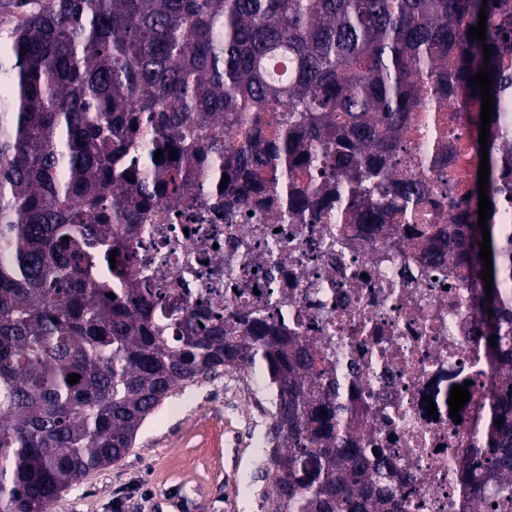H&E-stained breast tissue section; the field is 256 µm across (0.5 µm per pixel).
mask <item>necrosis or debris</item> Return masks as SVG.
Wrapping results in <instances>:
<instances>
[{
	"mask_svg": "<svg viewBox=\"0 0 512 512\" xmlns=\"http://www.w3.org/2000/svg\"><path fill=\"white\" fill-rule=\"evenodd\" d=\"M469 130L462 91L449 102L432 98L410 114L385 156L427 188L425 220L392 189L374 223L364 220L361 204L282 222L271 202L253 207L244 224L225 223L213 206L183 220L150 211L132 233L136 253L152 254L170 275L189 262L199 266L197 292L224 288L229 309L275 305L274 319L290 335L331 337L321 366L345 376L346 419L357 440L382 449L404 476L403 512H492L498 494L490 484L476 496L482 476L465 463L495 379L470 304L476 286L448 259L449 240L467 233L462 184L477 163L465 149ZM188 226L199 236L187 238ZM230 277L246 283V292L226 290ZM463 378L470 398L454 418L448 398ZM431 404L437 417L427 415Z\"/></svg>",
	"mask_w": 512,
	"mask_h": 512,
	"instance_id": "necrosis-or-debris-1",
	"label": "necrosis or debris"
}]
</instances>
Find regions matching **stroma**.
Returning a JSON list of instances; mask_svg holds the SVG:
<instances>
[{
	"mask_svg": "<svg viewBox=\"0 0 512 512\" xmlns=\"http://www.w3.org/2000/svg\"><path fill=\"white\" fill-rule=\"evenodd\" d=\"M254 379L220 372L176 388L133 447L65 490L52 512H271V419Z\"/></svg>",
	"mask_w": 512,
	"mask_h": 512,
	"instance_id": "obj_1",
	"label": "stroma"
}]
</instances>
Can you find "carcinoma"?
<instances>
[{
  "label": "carcinoma",
  "mask_w": 512,
  "mask_h": 512,
  "mask_svg": "<svg viewBox=\"0 0 512 512\" xmlns=\"http://www.w3.org/2000/svg\"><path fill=\"white\" fill-rule=\"evenodd\" d=\"M499 0H51L0 42V512H50L88 471L120 458L174 389L259 370L269 391L272 512H402L395 462L361 448L342 381L261 310L191 305L188 275L139 288L127 230L161 201L224 206L255 192L285 215L329 197L375 208L397 183L381 157L423 100L491 72L488 137L493 287L478 243V170L466 182L470 235L456 251L478 288L481 337L498 358L496 444L487 479L512 487V22ZM486 41L469 40L480 10ZM490 47L484 62L483 46ZM288 62V80L266 62ZM163 150L161 159L155 151ZM177 158L169 159L170 151ZM320 171L301 186L299 168ZM226 187L220 188L222 176ZM116 258V264L109 257ZM114 297L109 298L107 294ZM493 313H488V310ZM80 375L76 384L67 379Z\"/></svg>",
  "instance_id": "1"
}]
</instances>
